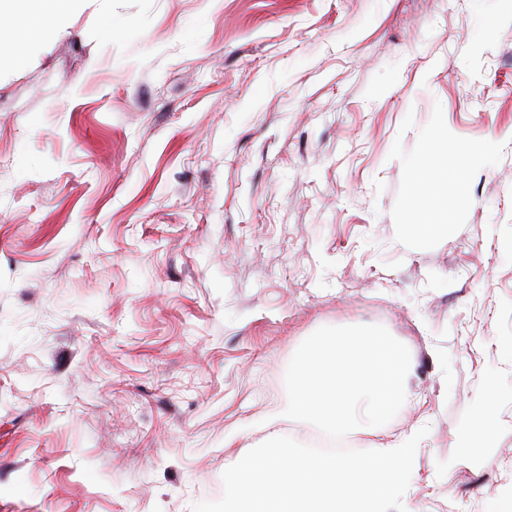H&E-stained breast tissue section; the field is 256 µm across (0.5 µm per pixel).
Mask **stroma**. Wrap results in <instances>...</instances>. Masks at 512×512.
Masks as SVG:
<instances>
[{"label": "stroma", "instance_id": "1", "mask_svg": "<svg viewBox=\"0 0 512 512\" xmlns=\"http://www.w3.org/2000/svg\"><path fill=\"white\" fill-rule=\"evenodd\" d=\"M357 324L411 354L406 512H512V0H88L0 42V512L220 499ZM431 142L427 144L414 165V175L417 183V194L415 202L419 205L429 203L435 204V200L425 195L421 190L427 191L437 197L439 206L431 213L429 222L432 224L418 225L421 232L428 228L436 227V224H447L448 222V167L435 168L431 163Z\"/></svg>", "mask_w": 512, "mask_h": 512}]
</instances>
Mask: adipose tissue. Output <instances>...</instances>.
<instances>
[{
  "instance_id": "ef3b65f1",
  "label": "adipose tissue",
  "mask_w": 512,
  "mask_h": 512,
  "mask_svg": "<svg viewBox=\"0 0 512 512\" xmlns=\"http://www.w3.org/2000/svg\"><path fill=\"white\" fill-rule=\"evenodd\" d=\"M85 0H0V28L15 31L16 46L36 44L51 34L53 27H62L84 7ZM418 187L417 204L437 197L439 206L431 213L432 224L448 221V171L435 168L430 150H423L414 165Z\"/></svg>"
}]
</instances>
